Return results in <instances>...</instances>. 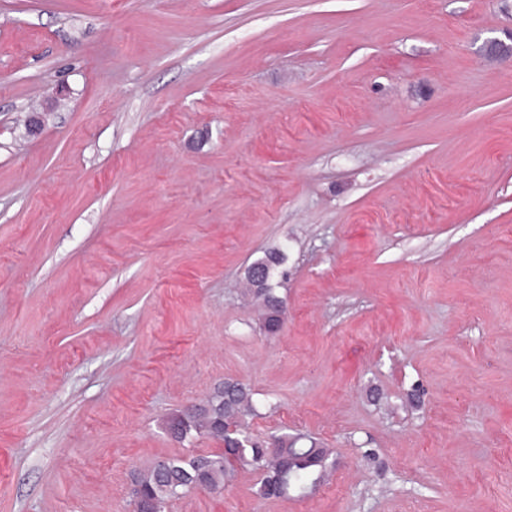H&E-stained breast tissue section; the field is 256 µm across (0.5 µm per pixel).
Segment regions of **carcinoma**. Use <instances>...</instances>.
<instances>
[{"instance_id": "carcinoma-1", "label": "carcinoma", "mask_w": 512, "mask_h": 512, "mask_svg": "<svg viewBox=\"0 0 512 512\" xmlns=\"http://www.w3.org/2000/svg\"><path fill=\"white\" fill-rule=\"evenodd\" d=\"M284 259V253L274 249L252 263L266 271L261 292L256 291L257 285L251 277H246L248 292L261 300L262 319L268 330L272 326V309L280 299L273 278ZM258 415L252 390L232 379L217 387L194 416L185 419L179 413L173 415L168 426H182L187 436L213 437L222 441L224 447L190 456H170L164 459L165 470L162 472L154 464L145 467L139 472L143 495L164 510L166 502L190 490L198 473H203L204 480L219 491L226 488L241 470L260 473L257 494L264 499L292 495L302 498L318 490L324 482L321 463L325 449L317 447L314 441L309 447L300 448L301 437L276 434L274 438L283 455L290 454L295 459L292 468L281 470L282 458L264 455L261 451L263 442L250 432L249 420Z\"/></svg>"}]
</instances>
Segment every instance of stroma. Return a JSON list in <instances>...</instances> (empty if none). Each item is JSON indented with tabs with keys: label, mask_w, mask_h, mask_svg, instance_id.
<instances>
[{
	"label": "stroma",
	"mask_w": 512,
	"mask_h": 512,
	"mask_svg": "<svg viewBox=\"0 0 512 512\" xmlns=\"http://www.w3.org/2000/svg\"><path fill=\"white\" fill-rule=\"evenodd\" d=\"M510 32L512 0H0V512H129L227 378L336 466L166 512H512ZM273 248L271 335L240 286Z\"/></svg>",
	"instance_id": "1"
}]
</instances>
